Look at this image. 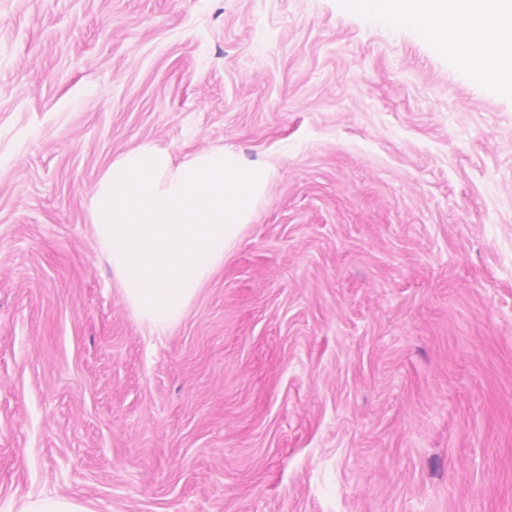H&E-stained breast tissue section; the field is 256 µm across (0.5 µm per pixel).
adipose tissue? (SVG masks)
<instances>
[{"label": "adipose tissue", "instance_id": "ef3b65f1", "mask_svg": "<svg viewBox=\"0 0 512 512\" xmlns=\"http://www.w3.org/2000/svg\"><path fill=\"white\" fill-rule=\"evenodd\" d=\"M371 20L410 26L470 71L505 65L501 48L512 44V0H352ZM495 38H487V30Z\"/></svg>", "mask_w": 512, "mask_h": 512}]
</instances>
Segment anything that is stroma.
I'll return each mask as SVG.
<instances>
[{
	"mask_svg": "<svg viewBox=\"0 0 512 512\" xmlns=\"http://www.w3.org/2000/svg\"><path fill=\"white\" fill-rule=\"evenodd\" d=\"M347 0H0V512H512V92ZM151 143L266 164L184 319L88 218ZM74 498L53 495L38 496L25 500L16 512H88Z\"/></svg>",
	"mask_w": 512,
	"mask_h": 512,
	"instance_id": "stroma-1",
	"label": "stroma"
}]
</instances>
